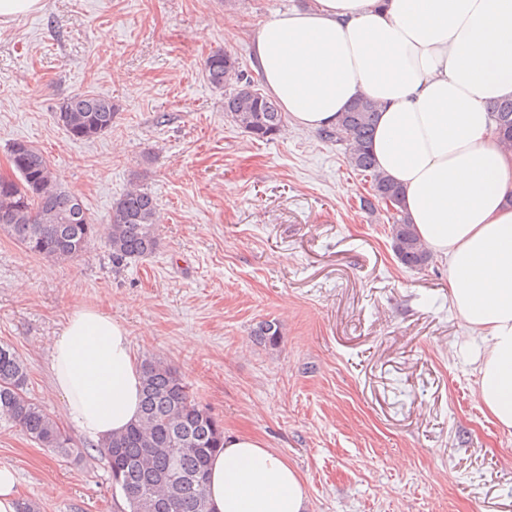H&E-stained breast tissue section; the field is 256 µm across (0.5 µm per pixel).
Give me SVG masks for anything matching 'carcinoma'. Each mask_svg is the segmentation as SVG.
<instances>
[{
  "mask_svg": "<svg viewBox=\"0 0 512 512\" xmlns=\"http://www.w3.org/2000/svg\"><path fill=\"white\" fill-rule=\"evenodd\" d=\"M203 72L212 88L224 92V112L257 140H272L286 127V114L278 101L258 88L240 70L236 57L224 50L203 60ZM488 110L502 139L512 145V99L494 101ZM112 99L93 92L76 93L59 107L57 120L75 140L98 138L112 129ZM379 118L377 103L355 100L342 113L338 125L321 137L347 145V162L370 178L367 207L378 202L390 212V237L397 259L409 269H422L431 254L406 219L404 192L377 170L371 152ZM9 150L18 177L0 175V232L27 251L58 262L84 255L98 235L89 214L84 223H73L75 197L57 180L45 155L19 142ZM160 213L154 196L131 183L113 202L105 228L112 262L121 265L154 254L160 239ZM255 341L275 347L280 327L261 321L253 329ZM142 404L137 421L124 433L97 443L108 458L112 485L120 490L127 512H211L206 496L208 464L224 445V428L195 398L189 384L168 364L145 358ZM0 424L20 429L43 448L80 458L84 449L59 426L41 404L27 394V372L14 349L0 346Z\"/></svg>",
  "mask_w": 512,
  "mask_h": 512,
  "instance_id": "carcinoma-1",
  "label": "carcinoma"
}]
</instances>
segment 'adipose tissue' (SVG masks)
Instances as JSON below:
<instances>
[{
  "label": "adipose tissue",
  "mask_w": 512,
  "mask_h": 512,
  "mask_svg": "<svg viewBox=\"0 0 512 512\" xmlns=\"http://www.w3.org/2000/svg\"><path fill=\"white\" fill-rule=\"evenodd\" d=\"M255 67L292 124L335 126L355 99L381 110L372 149L405 191L422 244L448 263V294L481 342L473 395L512 434V151L487 110L512 97V0H313L263 21ZM52 388L93 440L141 410L125 326L79 308L54 337ZM212 512H308L297 469L260 438L228 435L207 480Z\"/></svg>",
  "instance_id": "adipose-tissue-1"
}]
</instances>
